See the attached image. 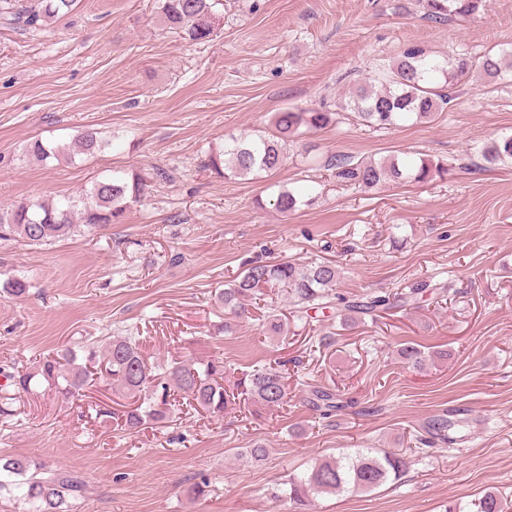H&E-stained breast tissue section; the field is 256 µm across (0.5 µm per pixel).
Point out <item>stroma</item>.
I'll return each mask as SVG.
<instances>
[{"label": "stroma", "instance_id": "1", "mask_svg": "<svg viewBox=\"0 0 512 512\" xmlns=\"http://www.w3.org/2000/svg\"><path fill=\"white\" fill-rule=\"evenodd\" d=\"M210 41L171 32L157 0H77L46 27L0 19V207L79 194L109 170L170 178L121 223L43 246L0 241V284L28 278L24 299L0 295V368L32 370L81 340L134 337L154 364L224 360V385L284 363L288 403L237 399L217 419L172 397L165 425L117 427V395L95 377L82 395H19L0 417V456L30 455L87 482L74 512H289L274 492L325 455L402 450L404 475L378 490L318 496L312 512H472L489 491L512 501V165L471 166L479 147L512 132V85H462L434 122L377 131L351 120L296 138L274 175L229 180L205 168L228 134L266 127L287 108L335 106L350 77H367L418 44L481 56L512 44V0L447 24L423 19L419 0H223ZM91 127L117 148L74 154ZM58 158L28 156L34 140ZM413 152L451 163L445 178L373 188L338 181L337 154L386 159ZM308 187L312 202L284 215L283 188ZM343 263L351 298L449 282L447 300L344 325L335 310L310 316L266 292L231 333L213 296L250 257ZM276 314L288 337H269ZM447 350L424 369L398 356L405 343ZM342 394L323 417L312 390ZM462 416L457 444H431L436 416ZM267 443L258 464L241 459ZM208 496L186 491L199 476Z\"/></svg>", "mask_w": 512, "mask_h": 512}]
</instances>
